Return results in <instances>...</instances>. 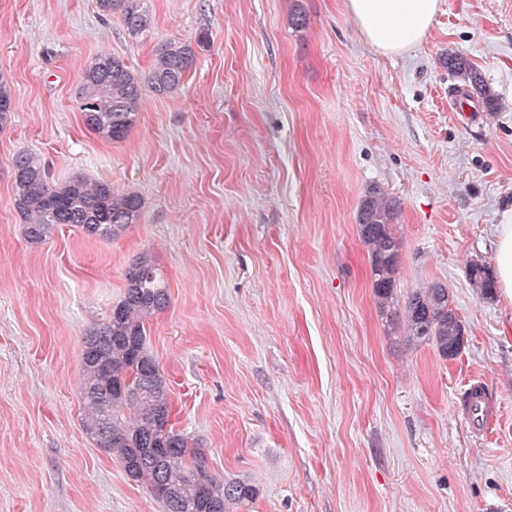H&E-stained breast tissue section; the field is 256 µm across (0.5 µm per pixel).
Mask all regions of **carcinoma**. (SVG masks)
I'll list each match as a JSON object with an SVG mask.
<instances>
[{"instance_id": "cac0c4a2", "label": "carcinoma", "mask_w": 512, "mask_h": 512, "mask_svg": "<svg viewBox=\"0 0 512 512\" xmlns=\"http://www.w3.org/2000/svg\"><path fill=\"white\" fill-rule=\"evenodd\" d=\"M100 12L117 15L128 35L141 36L153 26L147 0H97ZM197 60L194 45L167 41L157 48L148 71L134 72L123 57L98 55L83 70L77 97L87 128L103 140H123L137 120L143 91L171 96L184 86L186 73ZM448 70L494 109L495 90L460 52H448ZM14 112L10 88L0 83V130ZM15 206L25 222L31 244L50 238L55 227L72 224L85 236L110 240L139 223V196L121 192L112 183L74 174L50 183L45 164L32 153L13 159ZM396 206L379 189L362 200L357 224L371 265L373 290L380 308L390 304L399 242L392 226ZM470 282L479 293L493 295L495 282L483 264H470ZM446 286L436 283L412 294L403 307L406 342L431 344L448 359L458 354L463 329L448 309ZM169 303L167 286L153 256L142 253L125 272V289L104 321L81 343V423L92 440L108 439L107 451L118 453L127 475L141 483L163 505L164 512H233L252 502L258 488L237 479L215 476L198 480L202 452L169 424V388L152 355L145 325Z\"/></svg>"}]
</instances>
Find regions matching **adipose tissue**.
<instances>
[{"mask_svg":"<svg viewBox=\"0 0 512 512\" xmlns=\"http://www.w3.org/2000/svg\"><path fill=\"white\" fill-rule=\"evenodd\" d=\"M440 0H346L348 15L361 35L386 55H398L428 35ZM496 281L512 297V206L498 213Z\"/></svg>","mask_w":512,"mask_h":512,"instance_id":"obj_1","label":"adipose tissue"}]
</instances>
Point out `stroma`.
Segmentation results:
<instances>
[{
    "label": "stroma",
    "instance_id": "35a3bbf8",
    "mask_svg": "<svg viewBox=\"0 0 512 512\" xmlns=\"http://www.w3.org/2000/svg\"><path fill=\"white\" fill-rule=\"evenodd\" d=\"M138 38L96 0H0V512H162L81 425L80 345L150 252L168 286L148 345L170 422L220 478L252 481L237 512H512V298L495 263L512 204V0H441L426 38L384 55L344 0H147ZM304 27L291 25L294 10ZM205 38L181 92L144 93L127 137L83 124L80 75L102 52L147 71L155 46ZM463 53L499 97L464 99ZM138 195L111 241L71 225L39 245L14 205L12 160ZM397 207L393 301L379 309L357 212ZM441 283L464 327L442 358L400 312ZM485 383L501 425L473 436L458 406ZM470 282L483 297L492 296L495 290V282L488 268L483 264H470Z\"/></svg>",
    "mask_w": 512,
    "mask_h": 512
}]
</instances>
